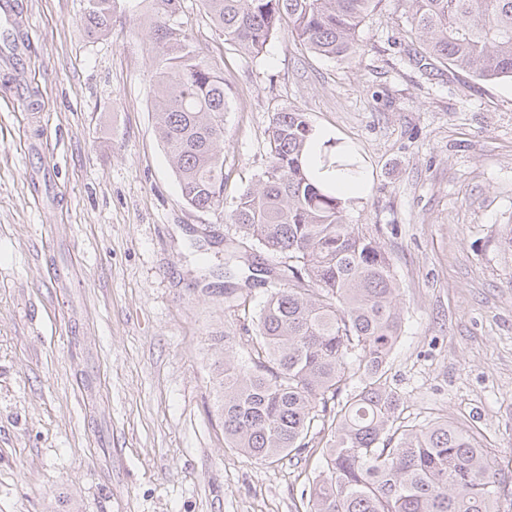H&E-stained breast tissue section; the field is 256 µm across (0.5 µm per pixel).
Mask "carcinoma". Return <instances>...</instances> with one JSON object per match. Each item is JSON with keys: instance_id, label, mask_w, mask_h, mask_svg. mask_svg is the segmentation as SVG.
Masks as SVG:
<instances>
[{"instance_id": "obj_1", "label": "carcinoma", "mask_w": 512, "mask_h": 512, "mask_svg": "<svg viewBox=\"0 0 512 512\" xmlns=\"http://www.w3.org/2000/svg\"><path fill=\"white\" fill-rule=\"evenodd\" d=\"M119 0H85L90 38L112 27ZM159 53L156 133L183 199L224 200V76L178 22L182 0H152ZM224 40L257 57L288 31L310 52L356 53V30L381 0H201ZM422 58L483 81L512 80V0H404ZM313 128L300 110L275 113L269 163L229 215L240 243L284 259L250 337L248 361L224 344L215 405L224 441L256 461L296 456L322 436L324 469L308 482V512H499L501 469L480 434L448 418L403 421L388 378L402 335L400 286L386 250L347 222L343 202L311 175ZM327 169L359 167L322 152Z\"/></svg>"}]
</instances>
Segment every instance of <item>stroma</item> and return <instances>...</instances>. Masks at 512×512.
Listing matches in <instances>:
<instances>
[{
    "mask_svg": "<svg viewBox=\"0 0 512 512\" xmlns=\"http://www.w3.org/2000/svg\"><path fill=\"white\" fill-rule=\"evenodd\" d=\"M25 99L0 68V512H306L321 452L269 464L224 441L214 362L238 356L280 264L224 270L229 214L299 109L367 171L349 223L400 285L389 375L405 420L480 433L512 512V81L423 68L402 0L360 25L348 63L282 33L257 58L183 0L224 75V203L186 204L155 131L151 0L89 38L84 0H17ZM72 267L58 288L53 267ZM252 267V268H253Z\"/></svg>",
    "mask_w": 512,
    "mask_h": 512,
    "instance_id": "stroma-1",
    "label": "stroma"
}]
</instances>
